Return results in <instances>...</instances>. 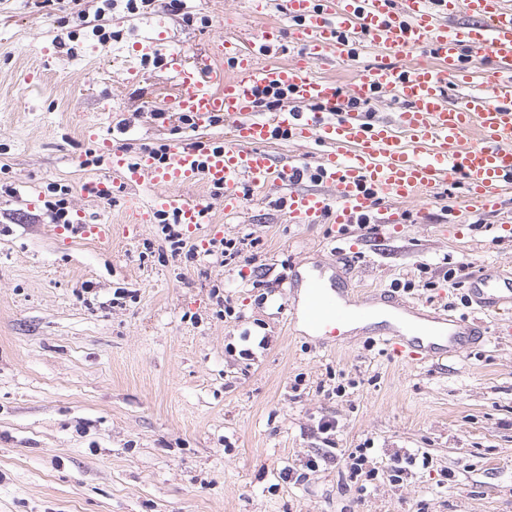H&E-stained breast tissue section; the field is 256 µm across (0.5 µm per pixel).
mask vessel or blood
<instances>
[{
  "label": "vessel or blood",
  "mask_w": 512,
  "mask_h": 512,
  "mask_svg": "<svg viewBox=\"0 0 512 512\" xmlns=\"http://www.w3.org/2000/svg\"><path fill=\"white\" fill-rule=\"evenodd\" d=\"M268 9L269 0H252L264 23L217 41L191 67L182 49L159 36L147 38L145 53L176 79L166 112L189 116L199 129L224 116L233 122V136L219 143H172L163 163L148 150L128 160L124 150L103 140L99 152L108 173L89 182L88 193L111 199L116 177L128 186L164 187L147 210L129 198L126 221L144 224L163 210L187 233L209 211L207 198L181 192L199 181L223 190L225 213L242 208L244 190L275 189L289 223L342 232L356 224L402 223L403 204L426 208L447 181L460 186L448 208L450 228H458L460 212L477 222L483 212L498 209L512 191V0H285L281 21L266 19ZM287 34L300 52L281 63L273 53ZM367 50L386 58L359 63ZM417 50L429 53L430 61L409 63ZM476 57L488 65L484 91L451 99L449 82L469 83ZM327 60L352 65L350 80L316 75L314 65ZM266 87L288 91V106L268 116L256 112L255 94ZM383 92L400 107L395 120L377 119L365 109ZM288 138L322 144L316 165L322 190H299L300 164H279L268 152V144ZM300 282L301 316L322 345H346L350 326L376 314L370 297L349 294L327 267ZM469 301L482 312H500L512 303V273L484 267L471 282ZM388 305L393 325L377 339L401 361L457 358L485 338L480 321L396 298Z\"/></svg>",
  "instance_id": "b4317fda"
}]
</instances>
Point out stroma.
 I'll use <instances>...</instances> for the list:
<instances>
[{
	"instance_id": "obj_1",
	"label": "stroma",
	"mask_w": 512,
	"mask_h": 512,
	"mask_svg": "<svg viewBox=\"0 0 512 512\" xmlns=\"http://www.w3.org/2000/svg\"><path fill=\"white\" fill-rule=\"evenodd\" d=\"M103 5L0 0V512H512V311L486 319L463 356L408 365L376 327L326 348L276 304L295 267L336 261L357 294L467 317L481 267L512 270V234L491 215L448 233L434 209L332 236L283 222L272 200L225 217L223 194L197 183L184 194L211 208L190 244L220 224L251 245L227 262L172 258L156 223L126 224L128 187L108 201L84 192L106 172L85 153L112 133L90 124L111 114L137 149L224 139L229 123L199 131L162 115L172 80L147 66L129 82L128 60L160 27L191 60L254 21L245 0H185L178 15L115 0L102 41ZM52 183L68 186L71 216L110 223L111 240L58 232ZM325 420L337 449L366 445L380 471L366 494L340 460L307 468L327 448ZM397 451L431 462L392 484Z\"/></svg>"
}]
</instances>
